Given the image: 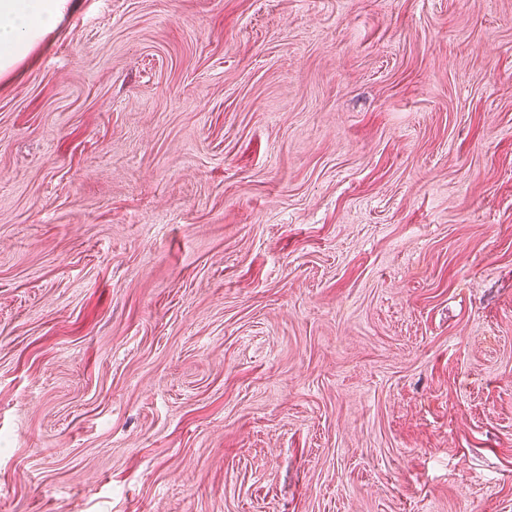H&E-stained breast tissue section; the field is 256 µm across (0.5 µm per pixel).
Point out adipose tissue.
<instances>
[{
	"label": "adipose tissue",
	"mask_w": 512,
	"mask_h": 512,
	"mask_svg": "<svg viewBox=\"0 0 512 512\" xmlns=\"http://www.w3.org/2000/svg\"><path fill=\"white\" fill-rule=\"evenodd\" d=\"M71 0H0V76L10 74L62 19Z\"/></svg>",
	"instance_id": "1"
}]
</instances>
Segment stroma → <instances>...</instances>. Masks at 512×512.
I'll list each match as a JSON object with an SVG mask.
<instances>
[{
    "label": "stroma",
    "mask_w": 512,
    "mask_h": 512,
    "mask_svg": "<svg viewBox=\"0 0 512 512\" xmlns=\"http://www.w3.org/2000/svg\"><path fill=\"white\" fill-rule=\"evenodd\" d=\"M0 77V512H512V0H76Z\"/></svg>",
    "instance_id": "1"
}]
</instances>
